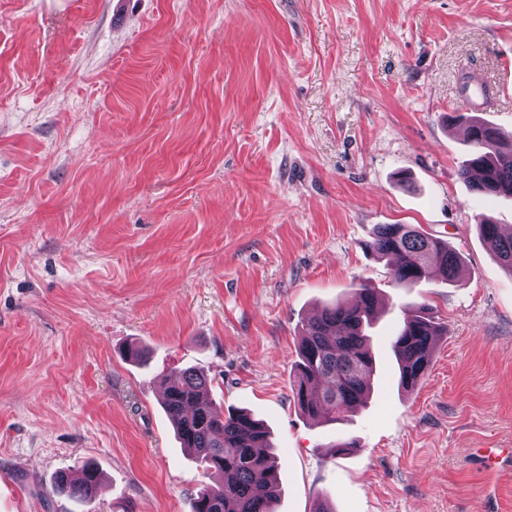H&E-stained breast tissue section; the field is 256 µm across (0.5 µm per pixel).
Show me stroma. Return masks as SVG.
<instances>
[{"label": "stroma", "mask_w": 512, "mask_h": 512, "mask_svg": "<svg viewBox=\"0 0 512 512\" xmlns=\"http://www.w3.org/2000/svg\"><path fill=\"white\" fill-rule=\"evenodd\" d=\"M467 70L512 133V0H0V512H191L203 470L161 404L190 366L266 423L275 512H512V462L481 457L512 448V275L477 229L512 200L459 175ZM381 224L462 278L396 283ZM364 281L379 387L312 421L302 326ZM416 305L444 333L407 390ZM86 462L90 503L53 493Z\"/></svg>", "instance_id": "obj_1"}]
</instances>
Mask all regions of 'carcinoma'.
<instances>
[{"mask_svg":"<svg viewBox=\"0 0 512 512\" xmlns=\"http://www.w3.org/2000/svg\"><path fill=\"white\" fill-rule=\"evenodd\" d=\"M469 150L460 176L473 191L512 198V135L478 116L466 119ZM483 237L512 275V228L484 220ZM379 258L395 259L392 275L414 285L437 273L450 282L459 279L464 262L448 243L426 235L412 224H380L369 244ZM376 290L365 283L355 301L328 306L302 326L298 350L295 398L311 418L336 421L357 409L371 392L374 357L368 329L376 309ZM442 329L424 306L405 313L393 341L400 384L409 390L429 366L436 337ZM163 408L175 425L182 447L194 453L207 477L193 501V512H274L280 488L278 461L270 451L264 424L243 410L224 415L208 396L209 380L195 369L164 378ZM100 476L85 466L75 478L59 473L54 492L81 502L95 497Z\"/></svg>","mask_w":512,"mask_h":512,"instance_id":"carcinoma-1","label":"carcinoma"}]
</instances>
